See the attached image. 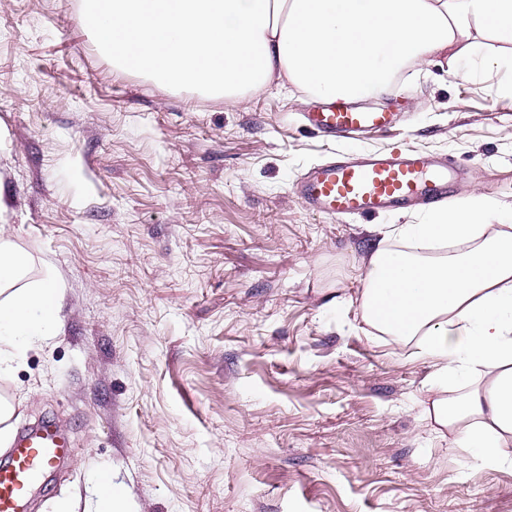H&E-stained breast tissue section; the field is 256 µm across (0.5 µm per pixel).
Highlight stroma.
I'll list each match as a JSON object with an SVG mask.
<instances>
[{"instance_id":"stroma-1","label":"stroma","mask_w":512,"mask_h":512,"mask_svg":"<svg viewBox=\"0 0 512 512\" xmlns=\"http://www.w3.org/2000/svg\"><path fill=\"white\" fill-rule=\"evenodd\" d=\"M512 71L408 66L370 108L398 127L351 144L302 113L309 89L239 101L116 66L83 0H0V237L55 271L62 326L8 375L12 433L60 423L74 449L31 512H512L498 464L428 418L432 372L360 311L372 245L422 224L312 212L295 183L353 151L452 159L457 198L512 212ZM98 495L95 512H120V493L107 476L97 478Z\"/></svg>"}]
</instances>
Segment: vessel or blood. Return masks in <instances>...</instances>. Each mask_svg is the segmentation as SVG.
I'll use <instances>...</instances> for the list:
<instances>
[{
	"label": "vessel or blood",
	"instance_id": "vessel-or-blood-1",
	"mask_svg": "<svg viewBox=\"0 0 512 512\" xmlns=\"http://www.w3.org/2000/svg\"><path fill=\"white\" fill-rule=\"evenodd\" d=\"M304 124L326 137L351 139L389 129L393 116L339 99L323 111L305 113ZM296 194L313 211L336 217L370 216L413 203L430 206L448 198V161L409 149L354 153L307 171ZM72 453L68 439L52 425L19 436L0 464V512H26L31 492Z\"/></svg>",
	"mask_w": 512,
	"mask_h": 512
}]
</instances>
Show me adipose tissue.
I'll use <instances>...</instances> for the list:
<instances>
[{
    "label": "adipose tissue",
    "instance_id": "1",
    "mask_svg": "<svg viewBox=\"0 0 512 512\" xmlns=\"http://www.w3.org/2000/svg\"><path fill=\"white\" fill-rule=\"evenodd\" d=\"M103 47L121 67L170 89L190 85L229 101L289 81L323 96L384 91L395 71L453 52L512 67V0H84ZM472 194L430 222L377 244L361 294L364 322L417 340L434 364L427 410L453 447L486 463L512 446V225L482 221ZM461 250L427 259L423 250ZM27 256L0 239V371L61 322L55 276L26 282ZM469 387L449 393L460 374Z\"/></svg>",
    "mask_w": 512,
    "mask_h": 512
}]
</instances>
